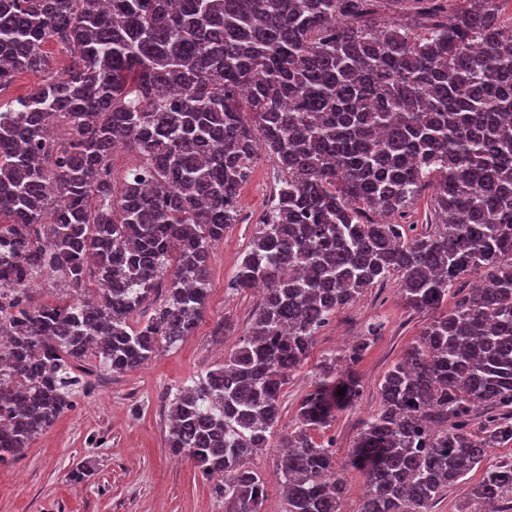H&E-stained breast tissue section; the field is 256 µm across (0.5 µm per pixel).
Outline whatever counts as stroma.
I'll list each match as a JSON object with an SVG mask.
<instances>
[{
    "label": "stroma",
    "instance_id": "1",
    "mask_svg": "<svg viewBox=\"0 0 512 512\" xmlns=\"http://www.w3.org/2000/svg\"><path fill=\"white\" fill-rule=\"evenodd\" d=\"M276 182L275 162L261 156L240 189L239 222L212 250L208 303L192 336L162 349L141 369L119 375L95 370L74 408L16 461L0 466V512H227L212 481L193 461L173 458L166 446L167 412L177 390L220 363L250 324L259 294L236 292L229 284ZM227 318L236 333L218 339L213 331ZM377 320L384 323L382 334L354 367L363 385L359 400L313 433L317 441H333L337 459L346 458L363 420L379 406L385 373L429 321L405 308L396 281L368 290L319 332L308 359L284 387L281 431H288L321 361L358 344ZM80 465L91 477L79 485L72 471Z\"/></svg>",
    "mask_w": 512,
    "mask_h": 512
}]
</instances>
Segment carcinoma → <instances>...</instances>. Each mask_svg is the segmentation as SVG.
I'll return each instance as SVG.
<instances>
[{
	"label": "carcinoma",
	"mask_w": 512,
	"mask_h": 512,
	"mask_svg": "<svg viewBox=\"0 0 512 512\" xmlns=\"http://www.w3.org/2000/svg\"><path fill=\"white\" fill-rule=\"evenodd\" d=\"M506 2L0 0V90L43 75L0 101V288L23 294L37 271L72 288L0 319L19 336L0 371V465L74 406L93 367L137 370L193 333L212 245L263 154L278 190L231 287L264 294L224 362L174 395L167 448L221 478L228 512H260L249 461L271 447L288 377L338 310L392 278L433 319L343 462L311 432L359 399L349 366L369 343L320 365L279 440L284 512H341L349 468L365 479L358 512H434L511 446ZM49 40L68 52L60 73ZM119 145L147 182L116 189ZM471 495L512 512V462L486 467Z\"/></svg>",
	"instance_id": "cac0c4a2"
}]
</instances>
